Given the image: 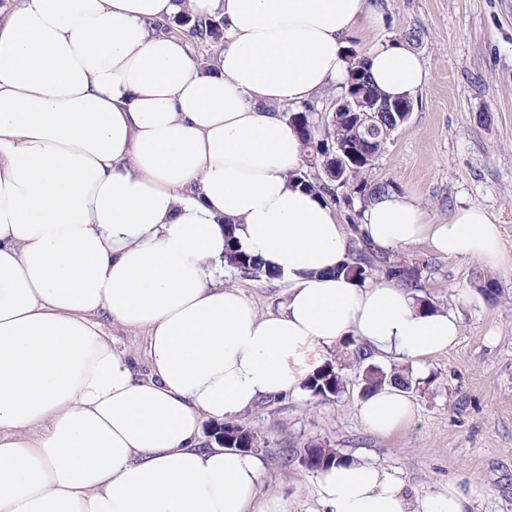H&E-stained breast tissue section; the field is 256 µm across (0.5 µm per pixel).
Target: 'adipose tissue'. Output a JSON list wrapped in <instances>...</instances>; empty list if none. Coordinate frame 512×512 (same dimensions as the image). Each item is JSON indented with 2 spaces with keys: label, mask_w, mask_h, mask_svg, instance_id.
Masks as SVG:
<instances>
[{
  "label": "adipose tissue",
  "mask_w": 512,
  "mask_h": 512,
  "mask_svg": "<svg viewBox=\"0 0 512 512\" xmlns=\"http://www.w3.org/2000/svg\"><path fill=\"white\" fill-rule=\"evenodd\" d=\"M224 19L200 63L157 30L180 6ZM376 0H7L0 7V512H288L259 499L253 455L204 445L201 421L297 396L355 336L397 360L453 346L459 322L380 277L336 275L351 240L428 242L490 268L506 255L480 208L433 223L384 192L347 233L292 174L283 118L344 81ZM389 97L427 82L400 41L370 49ZM288 284L259 315L216 277L224 220ZM145 331L140 374L102 330ZM374 433L415 417L387 387L359 406ZM328 512H465L455 485L407 501L382 467L320 472Z\"/></svg>",
  "instance_id": "obj_1"
}]
</instances>
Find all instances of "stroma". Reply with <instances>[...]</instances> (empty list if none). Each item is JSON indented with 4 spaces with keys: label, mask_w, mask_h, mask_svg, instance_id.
Returning <instances> with one entry per match:
<instances>
[{
    "label": "stroma",
    "mask_w": 512,
    "mask_h": 512,
    "mask_svg": "<svg viewBox=\"0 0 512 512\" xmlns=\"http://www.w3.org/2000/svg\"><path fill=\"white\" fill-rule=\"evenodd\" d=\"M380 11L376 28L354 35V49L363 55L416 32L413 49L428 80L370 180L390 185L436 224L461 208L484 209L512 257V0H382ZM397 254L429 261L426 293L461 323L454 347L415 367L422 384L410 395L414 420L387 437L367 429L358 416L362 371L340 360L347 386L338 398L287 395L242 416L263 462L258 496L279 494L290 512H326L317 501V473L283 466L279 457L282 448L323 441L383 467L408 498L452 482L468 493V512H512V267L490 269L425 243ZM487 278L500 287L497 301L479 291ZM224 284L261 314L278 312L288 291L286 282L230 270Z\"/></svg>",
    "instance_id": "stroma-1"
}]
</instances>
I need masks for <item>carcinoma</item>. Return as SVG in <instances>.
<instances>
[{"instance_id": "1", "label": "carcinoma", "mask_w": 512, "mask_h": 512, "mask_svg": "<svg viewBox=\"0 0 512 512\" xmlns=\"http://www.w3.org/2000/svg\"><path fill=\"white\" fill-rule=\"evenodd\" d=\"M161 30L166 33L178 31L191 44L210 50L224 43V20L218 15H196L183 9L162 25ZM365 64V57L360 55L348 61L346 79L338 87V92L326 99L325 106L320 108L309 102L299 109L283 113L300 132L303 166L293 174L294 180L311 194L346 209L351 220L361 215L377 195L388 190L386 184L370 182L367 173L391 134L407 123L405 114L394 111L398 101L384 97L376 89ZM362 89L375 100L383 101L388 111L373 113L372 137L361 143L354 136L358 117L366 106L353 103L348 108L338 109L336 98L347 95L349 91L357 94ZM340 189L343 190L341 194L338 193ZM226 235L225 266L242 277L278 278L277 274L262 267L259 258L241 247L230 224ZM424 271L425 268L417 262L396 257L367 242L354 241L347 262L338 273L359 283L380 274L411 291H420L425 287ZM340 347L348 360L363 367L361 391L365 397L384 385L409 392L420 385V381L405 371L388 370L369 362L372 353L352 337L345 338ZM345 387L346 381L340 369L331 363L306 384V389L313 396L324 400L338 397ZM214 438L224 443L226 448H254L257 444V436L249 427L233 421L224 422ZM279 454L283 464L297 462L313 472H321L337 462L349 460L348 456L325 442H312L304 448H283Z\"/></svg>"}]
</instances>
